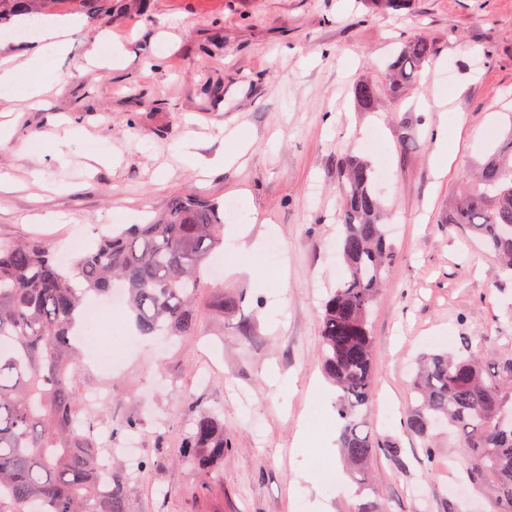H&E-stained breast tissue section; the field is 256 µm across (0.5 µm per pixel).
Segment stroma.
Listing matches in <instances>:
<instances>
[{"mask_svg":"<svg viewBox=\"0 0 512 512\" xmlns=\"http://www.w3.org/2000/svg\"><path fill=\"white\" fill-rule=\"evenodd\" d=\"M111 18L77 15L67 54L46 38H0L25 67L0 92V242L36 237L66 251L139 224L180 197L239 203L246 250L227 251L224 294L190 336L139 337L124 309L110 335L86 338L74 385L102 402L79 410L99 446L134 450L132 512H353L337 392L320 365L321 303L342 273L337 162L386 164L379 195L398 250L371 309L376 382L362 419L399 454L371 466L387 512H448L466 487L457 435L433 431L435 463L404 421L418 359L470 338L486 370L512 353V275L470 231L448 223L463 188L512 154V0H113ZM436 47L417 82L358 111L350 89L387 69L413 36ZM51 66L40 102L32 54ZM451 160L438 173L437 147ZM230 158L211 168L216 156ZM278 256L269 253L270 243ZM278 384H269V371ZM214 410L231 448L203 479L180 457L198 408ZM137 429L120 431L127 419ZM468 512H490L468 492Z\"/></svg>","mask_w":512,"mask_h":512,"instance_id":"35a3bbf8","label":"stroma"}]
</instances>
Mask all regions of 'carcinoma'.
Instances as JSON below:
<instances>
[{"instance_id":"obj_1","label":"carcinoma","mask_w":512,"mask_h":512,"mask_svg":"<svg viewBox=\"0 0 512 512\" xmlns=\"http://www.w3.org/2000/svg\"><path fill=\"white\" fill-rule=\"evenodd\" d=\"M92 8L112 16V0H0V29L34 15ZM435 55L420 35L390 65L394 92L416 82ZM357 107L371 112L380 89L363 79L353 87ZM481 185L464 192L448 214L478 235L503 271L512 273V166L492 159ZM376 174L364 159L348 155L338 170L343 274L324 302L322 370L340 394L336 412L340 448L351 479L372 493L370 465L397 446L362 429L357 419L375 382L371 305L383 272L396 257L375 190ZM224 247V209L190 196L174 200L145 224L103 235L70 266L40 241L0 243V512H130L127 476L109 462L89 434L77 432L79 394L73 384L77 346L88 327L85 298L110 299L116 285L143 336H189L207 287L203 273ZM420 405L405 425L435 458L432 431L442 421L455 428L471 484L489 493L493 512H512V355L488 374L463 338L457 355H428L414 383ZM224 420L202 410L180 448L199 469L224 459Z\"/></svg>"}]
</instances>
